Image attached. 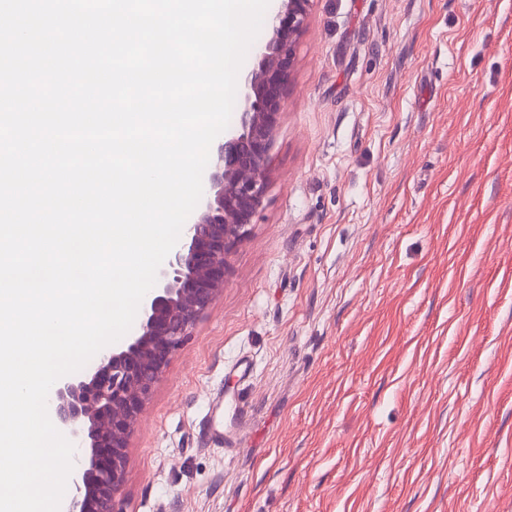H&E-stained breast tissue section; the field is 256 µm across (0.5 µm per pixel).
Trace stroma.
I'll return each mask as SVG.
<instances>
[{"label":"stroma","mask_w":512,"mask_h":512,"mask_svg":"<svg viewBox=\"0 0 512 512\" xmlns=\"http://www.w3.org/2000/svg\"><path fill=\"white\" fill-rule=\"evenodd\" d=\"M126 512H512V0H315Z\"/></svg>","instance_id":"stroma-1"}]
</instances>
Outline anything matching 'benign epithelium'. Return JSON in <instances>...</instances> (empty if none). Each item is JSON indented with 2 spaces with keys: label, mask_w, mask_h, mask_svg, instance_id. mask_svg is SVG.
I'll list each match as a JSON object with an SVG mask.
<instances>
[{
  "label": "benign epithelium",
  "mask_w": 512,
  "mask_h": 512,
  "mask_svg": "<svg viewBox=\"0 0 512 512\" xmlns=\"http://www.w3.org/2000/svg\"><path fill=\"white\" fill-rule=\"evenodd\" d=\"M313 0H277L255 66L242 78L236 129L213 152L202 199L147 293L137 334L52 387L48 408L76 448L65 512H124L128 442L173 353L224 290L271 171V141Z\"/></svg>",
  "instance_id": "7a95c632"
}]
</instances>
